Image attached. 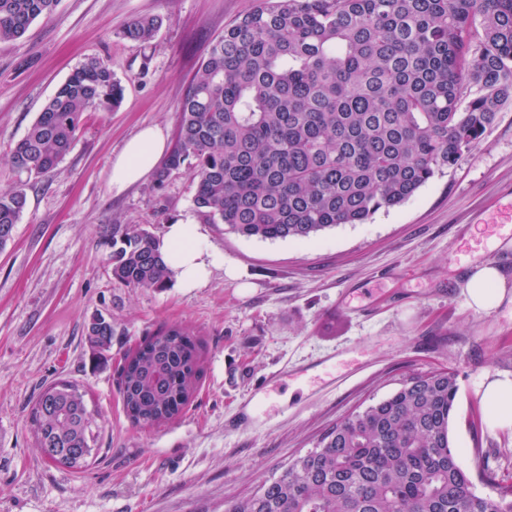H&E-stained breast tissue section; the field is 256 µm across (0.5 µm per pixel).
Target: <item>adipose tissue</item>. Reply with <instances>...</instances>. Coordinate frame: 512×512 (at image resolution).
<instances>
[{"instance_id":"1","label":"adipose tissue","mask_w":512,"mask_h":512,"mask_svg":"<svg viewBox=\"0 0 512 512\" xmlns=\"http://www.w3.org/2000/svg\"><path fill=\"white\" fill-rule=\"evenodd\" d=\"M166 151L163 130L156 125L142 128L124 144L112 162L111 184L123 191L152 174ZM161 253L175 287L190 291L207 284L213 268L222 266L224 256L207 242L198 225H168ZM469 307L488 313L512 304V279L502 267L480 263L464 279ZM482 399L495 428L512 427V377L488 376L482 384Z\"/></svg>"}]
</instances>
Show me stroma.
Wrapping results in <instances>:
<instances>
[{
  "label": "stroma",
  "instance_id": "35a3bbf8",
  "mask_svg": "<svg viewBox=\"0 0 512 512\" xmlns=\"http://www.w3.org/2000/svg\"><path fill=\"white\" fill-rule=\"evenodd\" d=\"M253 0H59L17 41L0 42V191L24 186L27 208L0 248V512H225L278 478L346 416L407 376L457 374L450 435L475 488L512 482V429L488 422L486 374L512 375V309H470V265L512 271V237L496 235L512 202V102L484 140L401 206L370 223L305 240L247 238L205 220L186 170L124 191L112 162L142 127L175 144L177 109L207 44ZM158 16L153 39L122 38ZM125 87L119 107L85 113L64 160L38 177L10 151L85 57ZM200 225L224 254L205 287L129 288L112 278L116 224L163 237ZM112 324L111 358L89 362L87 326ZM177 326L201 348V376L181 413L159 427L126 416L119 369L148 335ZM288 367L280 386H268ZM67 379L101 416L100 451L76 471L47 459L30 430L33 404Z\"/></svg>",
  "mask_w": 512,
  "mask_h": 512
}]
</instances>
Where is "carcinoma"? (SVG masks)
<instances>
[{
	"label": "carcinoma",
	"mask_w": 512,
	"mask_h": 512,
	"mask_svg": "<svg viewBox=\"0 0 512 512\" xmlns=\"http://www.w3.org/2000/svg\"><path fill=\"white\" fill-rule=\"evenodd\" d=\"M57 5L0 0V42L23 37ZM160 25L141 17L123 34L149 41ZM123 94L101 59L85 58L13 146V166L55 168L83 115ZM509 101L512 0H259L208 45L157 181L185 167L193 204L212 223L247 238L307 240L406 202L481 142ZM26 206L24 188L0 192V248ZM159 244L143 228L112 225V278L167 287ZM87 340L92 363H105L112 323L94 317ZM198 362L197 343L175 327L125 356L131 422L175 418ZM457 393L450 370L409 376L225 512H512L511 484L481 495L458 462L449 434ZM97 417L70 381L46 387L31 413L44 455L74 470L98 452Z\"/></svg>",
	"instance_id": "carcinoma-1"
}]
</instances>
